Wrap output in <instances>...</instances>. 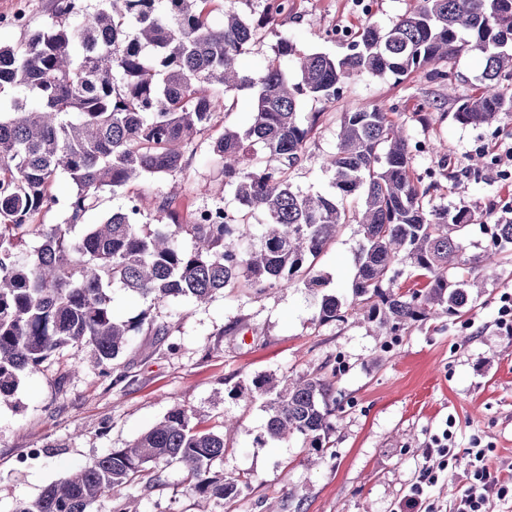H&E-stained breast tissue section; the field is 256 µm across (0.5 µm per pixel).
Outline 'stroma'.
<instances>
[{
  "label": "stroma",
  "instance_id": "stroma-1",
  "mask_svg": "<svg viewBox=\"0 0 512 512\" xmlns=\"http://www.w3.org/2000/svg\"><path fill=\"white\" fill-rule=\"evenodd\" d=\"M356 3L292 0L287 16L243 57V71L259 72L284 37L304 53L344 56L351 35L365 23L389 28L413 6L412 0H374L366 14ZM54 8L55 0H0V43L23 46L30 33L51 22ZM17 12L26 13V27L3 24V17ZM450 66L456 74L451 86L430 80L426 67L401 81L352 77L342 96L325 105L306 158L291 175L294 189L316 194L329 188L331 174L322 159L336 146L343 113L384 107L421 144L412 157L416 172L447 160L448 176L434 191V202L476 211L464 246L467 254L482 252L488 244L483 227L503 219L512 188L481 149L512 144V112L489 124L458 123L457 99L478 85L484 63L465 53ZM432 99L441 110L432 123H421L419 114ZM227 103L229 112L216 119L208 136L186 148L181 173L134 182L127 194L140 196L149 211L156 198L171 197L184 221L203 205L235 210L209 144L224 128L249 122L252 100L248 92L236 91ZM359 239L357 225L350 224L329 242L315 265L323 280L318 290L293 283L261 295L224 291L204 304L179 298L157 305L155 319L168 323L171 334L162 341L144 329L134 333L116 362L132 375L129 386L115 387L110 378L95 375L87 350L79 366L63 353L26 372L12 403L0 405V512L35 500L71 467L127 447L182 405L203 425L233 419L224 457L213 467L228 477H247L234 501L197 499L187 492L181 470L161 461L153 466L160 485L124 487L117 497L101 498L95 512H113L119 497L137 499L140 512H265L274 500L281 512H397L428 465L425 448L447 427L456 458L425 490L436 512H452L473 443L487 446L492 476L512 482V336L495 325L498 297L512 288V251L496 264L472 269L483 289L471 310L382 336L374 324L353 317L317 321L323 295L351 298ZM331 373L339 408L323 458L309 460L298 438L269 442L265 399L254 389V378Z\"/></svg>",
  "mask_w": 512,
  "mask_h": 512
}]
</instances>
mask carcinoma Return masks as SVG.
I'll list each match as a JSON object with an SVG mask.
<instances>
[{"label":"carcinoma","instance_id":"carcinoma-1","mask_svg":"<svg viewBox=\"0 0 512 512\" xmlns=\"http://www.w3.org/2000/svg\"><path fill=\"white\" fill-rule=\"evenodd\" d=\"M208 2L100 0L90 11L83 0H57L51 23L23 47L0 46V403L14 395L25 372L61 351L77 360L88 348L112 386L128 384L127 373L109 365L133 331L170 335V326L151 316L159 303H202L235 288L262 294L295 281L320 285L315 260L346 224L358 225L361 235L352 299L323 295L321 324L355 313L395 333L438 311L459 315L472 308L482 285L451 281L448 270L491 264L512 245V220L486 224L494 251L465 255L472 213L434 204L435 172L413 170L417 144L381 106L344 113L336 150L323 159L333 175L329 191L304 194L290 182L322 116L301 117V100L333 103L355 74L407 77L475 51L485 62L481 84L459 99L456 120L488 124L511 111L512 93L500 78L512 73V0H416L386 30L365 24L342 57L299 53L284 38L255 77L243 73L240 59L288 12L289 0H260L251 21L226 12L221 25L212 22ZM290 63L296 82L286 72ZM7 89L15 95L6 101ZM232 90L252 91L251 121L224 128L211 151L236 212L214 204L200 221L184 223L164 197L149 230L141 198L128 195L102 223L71 237L102 193L183 171L184 148L213 127ZM59 175L76 187L69 216L41 224L42 211L57 204ZM354 195L362 204L350 212L344 201ZM257 212L266 221L252 245ZM32 235L42 243L25 254ZM398 264L415 273L412 286L397 283ZM114 286L149 306L118 318L109 294ZM253 385L267 397L270 440L300 438L316 453L326 447L336 428L335 380L306 374L280 386L258 376ZM232 427L231 419L194 425L178 406L130 446L77 466L13 512H93L118 489L159 483L148 468L158 459L185 473L192 494L230 502L243 480L212 465L224 458V433Z\"/></svg>","mask_w":512,"mask_h":512}]
</instances>
